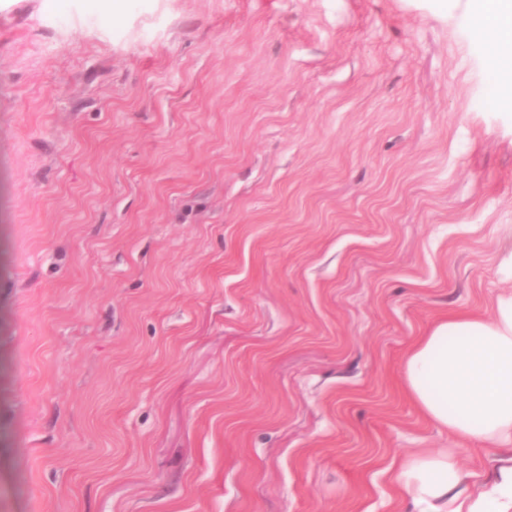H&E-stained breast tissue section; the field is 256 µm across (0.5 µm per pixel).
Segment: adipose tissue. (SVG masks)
<instances>
[{"instance_id": "obj_1", "label": "adipose tissue", "mask_w": 512, "mask_h": 512, "mask_svg": "<svg viewBox=\"0 0 512 512\" xmlns=\"http://www.w3.org/2000/svg\"><path fill=\"white\" fill-rule=\"evenodd\" d=\"M472 34L499 78L498 101L512 104V0H466ZM405 390L434 426L492 448L512 447V291L493 314L452 313L418 338L403 363ZM393 479L409 512H512V465L472 501L456 492L466 479L449 448L418 449Z\"/></svg>"}]
</instances>
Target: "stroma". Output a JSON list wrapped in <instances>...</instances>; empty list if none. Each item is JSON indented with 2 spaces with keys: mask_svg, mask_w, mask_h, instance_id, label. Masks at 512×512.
Instances as JSON below:
<instances>
[{
  "mask_svg": "<svg viewBox=\"0 0 512 512\" xmlns=\"http://www.w3.org/2000/svg\"><path fill=\"white\" fill-rule=\"evenodd\" d=\"M0 0V512H407L415 342L512 289L466 0Z\"/></svg>",
  "mask_w": 512,
  "mask_h": 512,
  "instance_id": "1",
  "label": "stroma"
}]
</instances>
